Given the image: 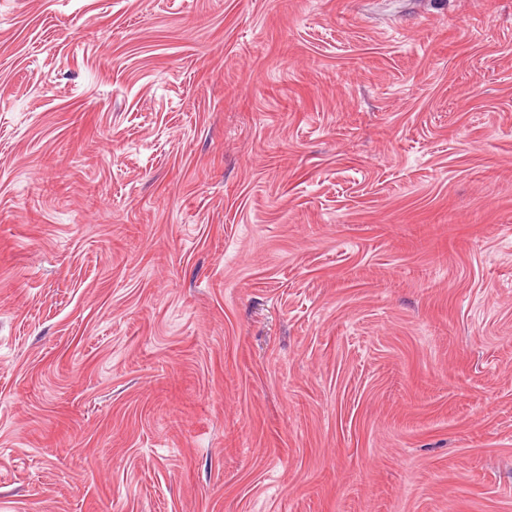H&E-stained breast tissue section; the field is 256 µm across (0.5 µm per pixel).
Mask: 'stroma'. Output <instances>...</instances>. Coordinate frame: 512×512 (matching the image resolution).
Returning a JSON list of instances; mask_svg holds the SVG:
<instances>
[{"label": "stroma", "instance_id": "obj_1", "mask_svg": "<svg viewBox=\"0 0 512 512\" xmlns=\"http://www.w3.org/2000/svg\"><path fill=\"white\" fill-rule=\"evenodd\" d=\"M0 512H512V0H0Z\"/></svg>", "mask_w": 512, "mask_h": 512}]
</instances>
